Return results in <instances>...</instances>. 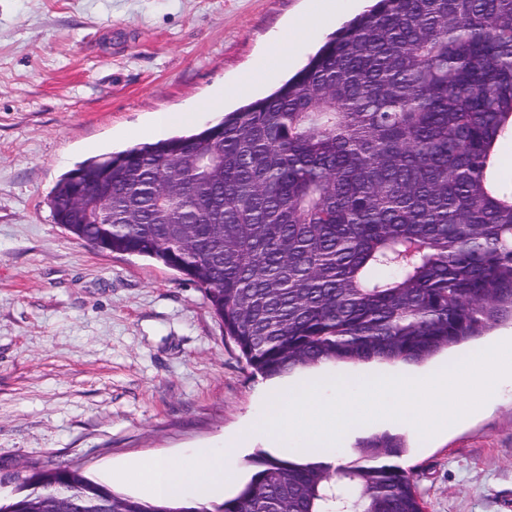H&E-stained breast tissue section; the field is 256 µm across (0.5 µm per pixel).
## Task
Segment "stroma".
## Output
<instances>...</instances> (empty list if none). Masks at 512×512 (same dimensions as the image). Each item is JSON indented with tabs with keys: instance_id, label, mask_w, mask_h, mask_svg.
<instances>
[{
	"instance_id": "35a3bbf8",
	"label": "stroma",
	"mask_w": 512,
	"mask_h": 512,
	"mask_svg": "<svg viewBox=\"0 0 512 512\" xmlns=\"http://www.w3.org/2000/svg\"><path fill=\"white\" fill-rule=\"evenodd\" d=\"M369 0H0V498L32 466L110 473L146 455L220 448L266 414L253 376L204 292L154 260L102 250L48 204L79 162L143 141L160 115L188 134L261 98L332 32L272 60L289 21L318 8L344 23ZM262 67L251 97L232 86ZM221 99L219 110L197 111ZM403 437L427 512H512V377L451 432Z\"/></svg>"
}]
</instances>
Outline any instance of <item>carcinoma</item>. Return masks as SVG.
I'll list each match as a JSON object with an SVG mask.
<instances>
[{
    "mask_svg": "<svg viewBox=\"0 0 512 512\" xmlns=\"http://www.w3.org/2000/svg\"><path fill=\"white\" fill-rule=\"evenodd\" d=\"M512 0H377L271 94L91 158L50 197L75 238L203 290L251 370L419 365L512 322ZM90 183L79 198L73 172ZM402 437L255 460L212 507L43 466L0 512H425Z\"/></svg>",
    "mask_w": 512,
    "mask_h": 512,
    "instance_id": "1",
    "label": "carcinoma"
}]
</instances>
